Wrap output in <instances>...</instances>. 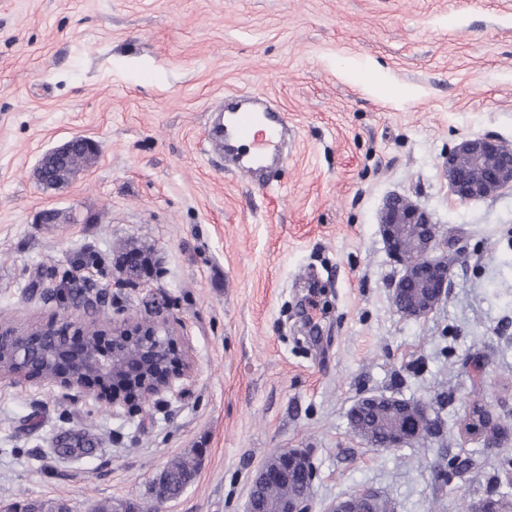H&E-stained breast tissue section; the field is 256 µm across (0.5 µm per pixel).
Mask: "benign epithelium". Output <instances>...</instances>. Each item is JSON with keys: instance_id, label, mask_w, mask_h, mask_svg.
Listing matches in <instances>:
<instances>
[{"instance_id": "obj_1", "label": "benign epithelium", "mask_w": 512, "mask_h": 512, "mask_svg": "<svg viewBox=\"0 0 512 512\" xmlns=\"http://www.w3.org/2000/svg\"><path fill=\"white\" fill-rule=\"evenodd\" d=\"M83 147L96 151L95 144L83 136H74L48 155L66 154ZM448 184L462 202L489 197L512 188V147L485 136L467 138L448 151L445 160ZM380 232L391 259L401 266L391 284V299L396 310L407 318H422L432 313L451 288V274L444 253L448 240L439 235V226L428 213L401 196L391 197L381 211ZM62 331L66 342L61 354L52 359L46 370L29 363L24 347L36 345L45 337ZM96 326L43 324L21 332L0 324V377L40 378L58 381L66 387L95 386L111 381L112 403L130 402L142 395H159L172 389L170 376L177 372L188 378L191 370L187 355L171 338L168 321L155 311L140 321H125L118 326L97 331L95 348L87 336ZM371 402L408 405L412 408L404 426L384 442L371 447L405 448L431 428L428 407L413 405L385 394L365 397ZM492 425L490 413L479 408L467 413L463 428L471 435H481ZM297 473L304 477L306 491L287 496L277 512H310V489L315 469L310 456L299 449L285 448L272 464H264L255 474L252 486L280 483ZM379 492L362 488L331 503L327 512H356V502L370 501Z\"/></svg>"}]
</instances>
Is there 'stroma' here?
Masks as SVG:
<instances>
[{
    "mask_svg": "<svg viewBox=\"0 0 512 512\" xmlns=\"http://www.w3.org/2000/svg\"><path fill=\"white\" fill-rule=\"evenodd\" d=\"M251 93L288 121L260 185L208 143L225 98ZM78 135L95 163L41 186L43 155ZM485 135L512 146V0H0V318L70 320L35 282L86 253L108 294L97 322L163 303L193 358L183 393L132 414L0 379V504L143 503L189 456L196 478L164 512H243L270 455L304 448L311 512L363 486L393 512H471L512 470V189L462 202L445 169ZM394 194L457 241L422 319L390 300ZM130 241L150 263L135 287L117 266ZM367 393L430 404L440 432L366 447L347 412ZM478 397L503 430L491 450L459 428ZM71 430L91 454L58 453ZM456 456L469 470L438 482Z\"/></svg>",
    "mask_w": 512,
    "mask_h": 512,
    "instance_id": "35a3bbf8",
    "label": "stroma"
}]
</instances>
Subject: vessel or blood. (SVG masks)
<instances>
[{"label":"vessel or blood","mask_w":512,"mask_h":512,"mask_svg":"<svg viewBox=\"0 0 512 512\" xmlns=\"http://www.w3.org/2000/svg\"><path fill=\"white\" fill-rule=\"evenodd\" d=\"M285 126L283 113L258 109L254 99L246 98L225 114L223 124L211 128L209 140L257 182L262 170L279 160Z\"/></svg>","instance_id":"b4317fda"}]
</instances>
